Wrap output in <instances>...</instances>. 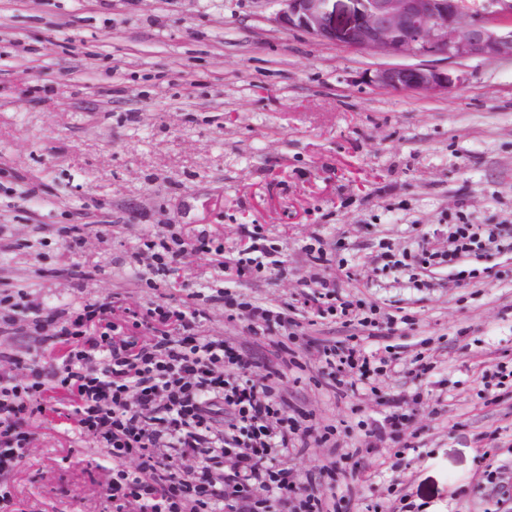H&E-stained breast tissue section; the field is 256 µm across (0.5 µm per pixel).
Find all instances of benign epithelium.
<instances>
[{
	"label": "benign epithelium",
	"mask_w": 512,
	"mask_h": 512,
	"mask_svg": "<svg viewBox=\"0 0 512 512\" xmlns=\"http://www.w3.org/2000/svg\"><path fill=\"white\" fill-rule=\"evenodd\" d=\"M283 28L382 58L512 61V0H275ZM371 82L394 91L446 92L453 79L428 64H388Z\"/></svg>",
	"instance_id": "1"
}]
</instances>
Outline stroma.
<instances>
[{
    "mask_svg": "<svg viewBox=\"0 0 512 512\" xmlns=\"http://www.w3.org/2000/svg\"><path fill=\"white\" fill-rule=\"evenodd\" d=\"M275 0H0V284L27 294V320L55 332L58 307L119 294L133 318L160 297L224 285L193 244L206 234L232 256L245 224L285 259L242 293L299 308L314 274L308 245L336 253L363 298L410 315L388 338L403 371L356 396L329 398L310 363L285 390L343 452L386 397L419 395L410 423L368 461L358 512L403 499L425 512H512L483 493L487 466H512V252L441 265L386 266L463 221L512 240V62L449 65L444 97L369 82L379 59L278 26ZM81 241L68 250L66 232ZM187 243L162 291L139 282L145 239ZM89 271L83 284L68 273ZM206 333L269 353L266 339L212 304ZM433 365L405 374L417 356ZM36 415L15 477L18 512H103L112 462Z\"/></svg>",
    "mask_w": 512,
    "mask_h": 512,
    "instance_id": "obj_1",
    "label": "stroma"
}]
</instances>
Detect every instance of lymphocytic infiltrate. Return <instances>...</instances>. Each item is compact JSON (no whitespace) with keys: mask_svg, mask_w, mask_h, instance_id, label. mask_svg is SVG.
Returning <instances> with one entry per match:
<instances>
[{"mask_svg":"<svg viewBox=\"0 0 512 512\" xmlns=\"http://www.w3.org/2000/svg\"><path fill=\"white\" fill-rule=\"evenodd\" d=\"M245 235L248 252L233 258L203 235L196 248L215 256L231 285L213 302L267 336L276 359L253 360L234 341L206 335V312L191 290L177 303L148 309L145 342L117 334L116 298L55 310L57 332L39 336L38 343L48 353L65 346L64 355L31 363L24 379L0 378V507L13 504L8 478L27 456L33 413L45 412L50 395L61 391L72 408L67 436L91 439L112 461L105 495L113 512L131 502L139 512H354L352 489L336 487V458L301 475L282 465V458L310 445L336 449L340 443L336 426L301 410L279 382L285 371L306 370L303 357L313 347L332 392L356 395V377L392 365V358L368 345L398 331V319L365 312L362 299L342 288L350 271L335 267V278L319 276L307 284L302 307L322 320L342 316L353 334L344 344L312 345L287 309L233 291V284L272 263L257 231ZM481 242L495 245V232L481 240L473 225L458 224L446 249H422L418 261L465 253ZM412 418L406 397L385 399L379 418L366 426L363 447L349 455L353 469ZM179 455L199 458V467L176 472ZM132 457L138 461L133 470L126 466Z\"/></svg>","mask_w":512,"mask_h":512,"instance_id":"1","label":"lymphocytic infiltrate"}]
</instances>
